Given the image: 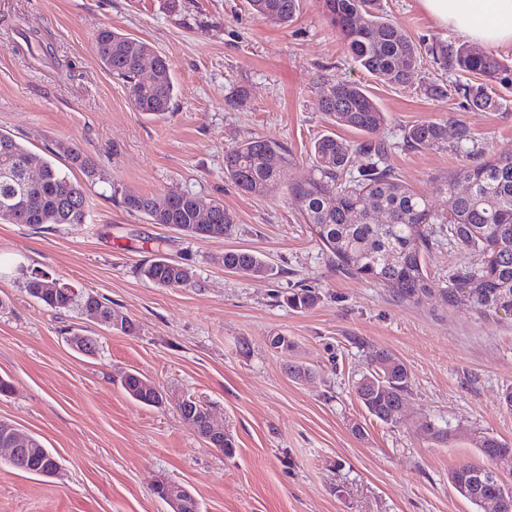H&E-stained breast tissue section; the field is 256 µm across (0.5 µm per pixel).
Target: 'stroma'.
I'll return each mask as SVG.
<instances>
[{
  "label": "stroma",
  "mask_w": 512,
  "mask_h": 512,
  "mask_svg": "<svg viewBox=\"0 0 512 512\" xmlns=\"http://www.w3.org/2000/svg\"><path fill=\"white\" fill-rule=\"evenodd\" d=\"M421 51L409 83L376 80L344 51L317 0H301L288 25L256 16L248 0H0V133L35 161L58 142L77 143L102 182L88 190L83 224L0 223V420L38 437L60 463L56 475L26 473L0 457V512H168L157 480L189 488L201 512H488L449 485L456 467L479 461V436L512 444V318L450 302L453 276L476 257L441 241L424 254L430 293L409 301L339 269L288 193L314 170L311 148L336 135L354 149L347 178L368 158L358 147L385 142L386 165L448 205L441 182L467 153H512V92L496 111L470 109L467 75L436 64L435 44L460 36L437 25L418 0H381ZM103 26L149 43L171 65V112H136L129 91L104 70L92 42ZM40 31L50 56L30 54L22 29ZM329 79L362 85L387 114L368 136L318 109ZM442 94L430 93V86ZM425 120L465 123V149L412 146L407 129ZM285 149L284 176L262 195L224 174V152L251 138ZM189 192L217 199L235 222L221 238L191 239L115 202L118 194ZM248 249L274 268L256 278L224 269V253ZM165 255L192 267L187 288H160L140 274ZM39 270L76 292L103 297L135 330H110L77 308L55 310L25 290ZM306 288L320 300L298 312L285 298ZM283 333L282 353L267 344ZM92 337L97 352L69 339ZM395 354L411 375L396 421L357 402L353 385L369 354ZM315 373L289 377V363ZM135 370L167 395L142 405L116 384ZM207 404L236 442L232 457L207 447L177 402ZM447 427L439 443L425 422Z\"/></svg>",
  "instance_id": "obj_1"
}]
</instances>
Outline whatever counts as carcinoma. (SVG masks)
<instances>
[{
    "label": "carcinoma",
    "mask_w": 512,
    "mask_h": 512,
    "mask_svg": "<svg viewBox=\"0 0 512 512\" xmlns=\"http://www.w3.org/2000/svg\"><path fill=\"white\" fill-rule=\"evenodd\" d=\"M261 18L278 25L291 22L299 0H249ZM319 8L343 41L347 55L377 80L394 85L409 82L420 63L418 47L401 25L383 14L381 0H319ZM28 52L47 56L37 30L22 33ZM151 46L109 27L97 30L95 53L113 76L123 80L135 109L151 116L171 111L175 87L169 61L158 55L153 73L143 78V63ZM434 60L450 70L461 71L475 82L467 85L466 97L480 111L500 107L493 88L512 86V62L492 53H475L465 44L438 45L431 49ZM318 108L336 125L372 134L387 121L385 112L358 83L328 81L321 89ZM416 146L446 144L461 149L471 141L464 123L448 126L425 121L405 133ZM362 149L370 162L354 180L343 179L350 162V146L334 135L313 144L314 174L289 186V193L301 210L305 223L319 229L318 237L346 271L365 276L391 289L406 300L428 293L432 288L423 268V252L433 245L436 232L448 233V241L464 251L482 257V264L454 278L446 296L469 303L478 313L490 315L512 307V154L490 157L480 153L448 174L445 180L448 214L431 210L427 199L401 183L389 168L381 165L387 153L383 142H371ZM58 154L85 179L70 178L51 161H42L40 180L30 191L23 189L21 174L31 154L21 143L0 133V221L9 224H84L88 217V183L98 177L94 160L71 142L58 145ZM288 165V156L275 142L253 138L224 153V174L242 191L261 195L277 182ZM119 205L129 212L148 217L152 224H167L196 239L220 237L234 223L233 214L218 200L214 205L191 193L125 195ZM224 268L255 277L273 275V268L247 249L224 253ZM140 273L160 288L188 286L191 268L165 256L144 264ZM28 294L54 309H90V294L70 288H46L38 276L26 279ZM318 295L300 289L288 296V305L305 310ZM141 374L124 372L122 390L133 400L159 407L156 393H145ZM411 386L406 365L391 352L379 349L370 357V370L354 383L355 394L366 411L386 424L394 421ZM182 418L201 434L213 432L207 405L192 402L179 409ZM480 455L485 460L510 456L512 447L492 435L480 437ZM49 461L41 448H23L14 468L39 473ZM477 465L459 466L448 476L453 488L475 505L498 491L497 480L487 478L471 487Z\"/></svg>",
    "instance_id": "cac0c4a2"
}]
</instances>
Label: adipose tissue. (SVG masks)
<instances>
[{"label":"adipose tissue","mask_w":512,"mask_h":512,"mask_svg":"<svg viewBox=\"0 0 512 512\" xmlns=\"http://www.w3.org/2000/svg\"><path fill=\"white\" fill-rule=\"evenodd\" d=\"M440 26L489 48L512 45V0H419Z\"/></svg>","instance_id":"adipose-tissue-1"}]
</instances>
